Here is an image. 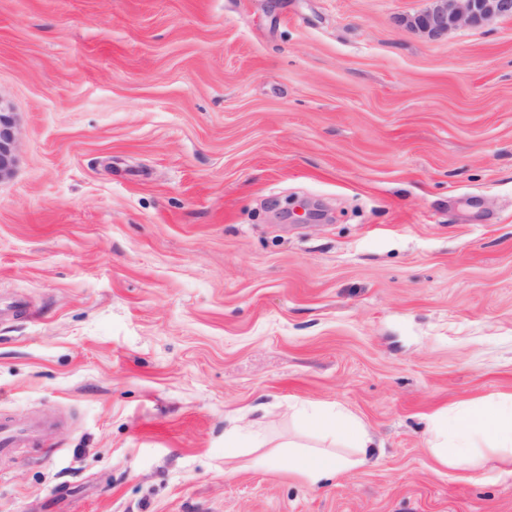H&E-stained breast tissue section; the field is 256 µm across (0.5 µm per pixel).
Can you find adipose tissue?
<instances>
[{
	"label": "adipose tissue",
	"instance_id": "1",
	"mask_svg": "<svg viewBox=\"0 0 512 512\" xmlns=\"http://www.w3.org/2000/svg\"><path fill=\"white\" fill-rule=\"evenodd\" d=\"M298 412L309 427L330 441L329 448L293 458V471L309 485H319L341 468L354 466V459L343 456V449L363 454L374 445L369 432L341 405L304 402ZM428 433L429 452L451 468L475 466L474 450L483 443L494 453L512 457V396L492 404L463 403L437 413L428 421Z\"/></svg>",
	"mask_w": 512,
	"mask_h": 512
}]
</instances>
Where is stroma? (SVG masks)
Returning a JSON list of instances; mask_svg holds the SVG:
<instances>
[{
	"instance_id": "obj_1",
	"label": "stroma",
	"mask_w": 512,
	"mask_h": 512,
	"mask_svg": "<svg viewBox=\"0 0 512 512\" xmlns=\"http://www.w3.org/2000/svg\"><path fill=\"white\" fill-rule=\"evenodd\" d=\"M429 5L0 0V422L57 423L0 512H512L511 461L427 450L512 395V20ZM303 401L369 461L290 472ZM432 6L400 21L406 28L435 37L460 26L512 19V0H431ZM19 125L8 103L0 101V180L10 178L18 163ZM298 412L303 421L318 430L324 439H329L333 447L294 456L293 471L311 486L330 479L341 468L361 465L366 460L364 456L345 457L334 447L354 448L361 454H366L367 448H374L369 432L340 404L304 402ZM241 441L248 446H239ZM268 442L267 436L254 424L234 426L224 432L225 448H263Z\"/></svg>"
}]
</instances>
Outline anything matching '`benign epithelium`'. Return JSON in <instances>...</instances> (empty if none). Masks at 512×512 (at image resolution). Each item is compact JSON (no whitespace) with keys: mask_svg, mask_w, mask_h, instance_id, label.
I'll return each mask as SVG.
<instances>
[{"mask_svg":"<svg viewBox=\"0 0 512 512\" xmlns=\"http://www.w3.org/2000/svg\"><path fill=\"white\" fill-rule=\"evenodd\" d=\"M432 6L401 20L406 28L435 37L460 26H480L512 19V0H431ZM19 125L12 107L0 101V180L10 178L18 163Z\"/></svg>","mask_w":512,"mask_h":512,"instance_id":"benign-epithelium-1","label":"benign epithelium"}]
</instances>
